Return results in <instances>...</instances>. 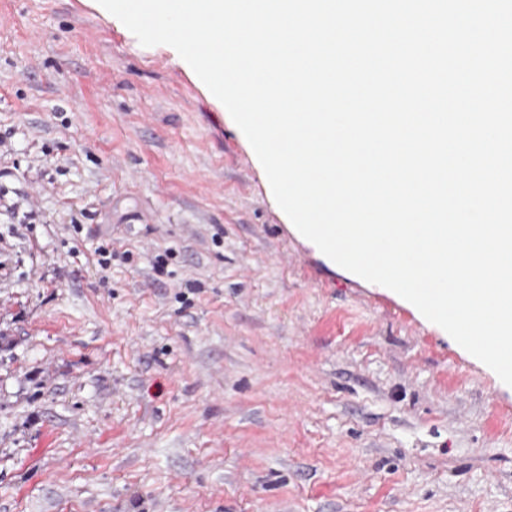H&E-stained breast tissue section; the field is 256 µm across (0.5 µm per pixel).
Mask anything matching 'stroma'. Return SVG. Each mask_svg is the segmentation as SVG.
I'll use <instances>...</instances> for the list:
<instances>
[{"label": "stroma", "mask_w": 512, "mask_h": 512, "mask_svg": "<svg viewBox=\"0 0 512 512\" xmlns=\"http://www.w3.org/2000/svg\"><path fill=\"white\" fill-rule=\"evenodd\" d=\"M0 512H512V392L304 246L170 53L0 0Z\"/></svg>", "instance_id": "35a3bbf8"}]
</instances>
